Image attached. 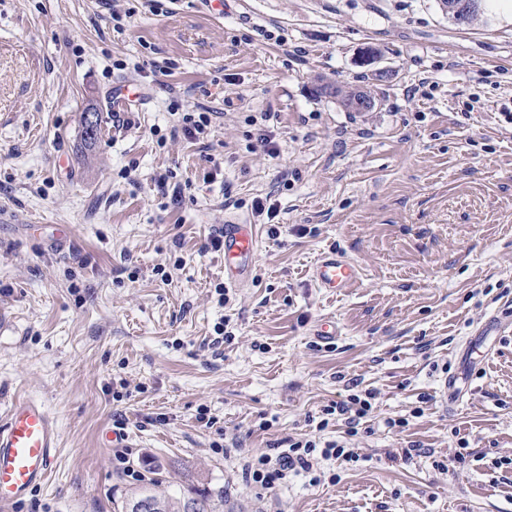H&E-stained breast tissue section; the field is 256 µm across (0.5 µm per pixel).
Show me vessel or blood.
<instances>
[{"label": "vessel or blood", "instance_id": "1", "mask_svg": "<svg viewBox=\"0 0 512 512\" xmlns=\"http://www.w3.org/2000/svg\"><path fill=\"white\" fill-rule=\"evenodd\" d=\"M220 230L224 282L246 287L253 279L259 237L255 225L240 218L226 219ZM312 279L316 287L330 293L356 285L359 270L346 256L331 252L316 260ZM59 429L44 405L21 396L12 403L6 421L0 423V512L26 498L45 484L54 463Z\"/></svg>", "mask_w": 512, "mask_h": 512}]
</instances>
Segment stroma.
I'll return each mask as SVG.
<instances>
[{"instance_id":"stroma-1","label":"stroma","mask_w":512,"mask_h":512,"mask_svg":"<svg viewBox=\"0 0 512 512\" xmlns=\"http://www.w3.org/2000/svg\"><path fill=\"white\" fill-rule=\"evenodd\" d=\"M492 5L460 25L439 0H0V419L21 395L59 425L48 483L12 512H121L189 473L236 512H512V0ZM119 83L141 92L123 126ZM324 83L379 105L347 111ZM203 110L206 135H172ZM231 217L260 248L222 305L204 243ZM329 250L360 273L339 297L309 277ZM492 317L500 341L442 406ZM355 384L376 393L355 459L319 461L314 485L246 478L243 457L341 438L309 418ZM118 425L122 463L103 444Z\"/></svg>"}]
</instances>
